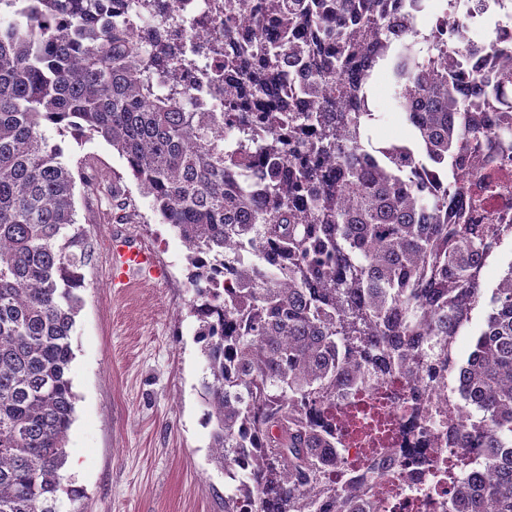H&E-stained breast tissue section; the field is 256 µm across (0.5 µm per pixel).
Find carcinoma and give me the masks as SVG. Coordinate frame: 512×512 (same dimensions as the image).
<instances>
[{
	"instance_id": "obj_1",
	"label": "carcinoma",
	"mask_w": 512,
	"mask_h": 512,
	"mask_svg": "<svg viewBox=\"0 0 512 512\" xmlns=\"http://www.w3.org/2000/svg\"><path fill=\"white\" fill-rule=\"evenodd\" d=\"M174 0H0V512H60L69 376L90 256L74 177L48 129L112 146L185 247L190 311L224 512H379L369 477L341 465L333 409L373 379L404 374L412 400L448 389L467 411L448 463L453 512H512V261L490 313L481 263L512 239V66L473 77L448 37L481 49L469 15L429 34L394 0H224V55L206 107L173 40ZM245 42L232 28L242 14ZM392 69L411 140L375 146L370 85ZM301 69L309 111L276 98ZM275 97L260 111L222 93ZM356 436L389 453L368 423ZM486 466V483L463 472Z\"/></svg>"
}]
</instances>
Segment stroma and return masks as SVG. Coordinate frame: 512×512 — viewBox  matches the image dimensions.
Segmentation results:
<instances>
[{"label":"stroma","instance_id":"obj_1","mask_svg":"<svg viewBox=\"0 0 512 512\" xmlns=\"http://www.w3.org/2000/svg\"><path fill=\"white\" fill-rule=\"evenodd\" d=\"M372 100L373 140H406L410 130L388 78L375 80ZM57 141L76 180V219L92 250L78 291L76 402L63 469L77 496L64 500L62 512H224L231 487L211 459V429L203 421L204 357L189 312L185 249L108 143L70 132ZM117 212L124 223L115 222ZM116 233L156 255L162 276L113 290Z\"/></svg>","mask_w":512,"mask_h":512}]
</instances>
